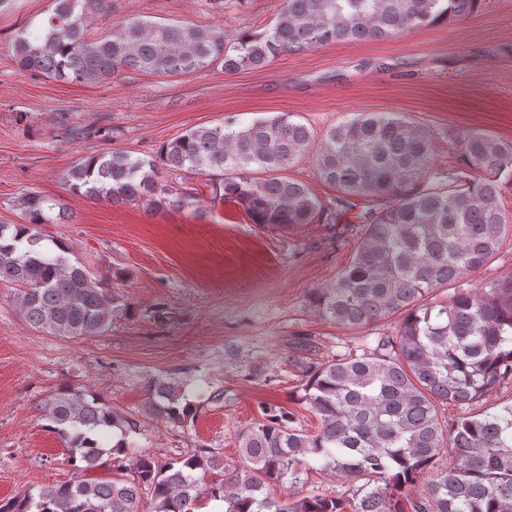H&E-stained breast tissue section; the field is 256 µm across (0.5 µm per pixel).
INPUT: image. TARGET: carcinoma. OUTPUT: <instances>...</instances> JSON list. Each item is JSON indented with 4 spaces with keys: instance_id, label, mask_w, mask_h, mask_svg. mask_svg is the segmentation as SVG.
<instances>
[{
    "instance_id": "carcinoma-1",
    "label": "carcinoma",
    "mask_w": 512,
    "mask_h": 512,
    "mask_svg": "<svg viewBox=\"0 0 512 512\" xmlns=\"http://www.w3.org/2000/svg\"><path fill=\"white\" fill-rule=\"evenodd\" d=\"M119 0H52L45 18L24 16L0 35L20 71L37 78L105 84L128 73L152 77L220 69L263 68L282 55L338 42L380 41L478 12L482 0H279L272 23L229 41L224 26L165 18L115 17ZM465 164L432 163L424 127L394 113L352 112L319 136L291 112L230 116L190 128L155 155L110 148L83 155L61 177L66 189L114 206H193L205 197L242 206L253 224L281 227L362 225L351 260L309 291L317 317L340 326H370L402 315L396 337L362 353L302 368L298 400L318 417L311 433L287 408L263 405L237 436L240 463L228 470L201 446L159 464L135 457L134 476L91 478L105 459L128 454L137 424L100 394L72 385L44 405L63 441L74 476L0 500V512H190L202 497L224 512H405L406 488L426 480L412 512H512V404L480 409L446 433L438 405L476 407L512 380V278L459 288L512 238V211L501 189L512 184V142L470 131ZM312 156L336 189L325 205L285 175ZM194 175L200 187L173 186L167 174ZM20 221L0 224V283L32 327L83 338L109 330L126 310L112 283L96 278L61 240L41 226L64 212L34 193L16 200ZM178 379L145 389V411L186 426L196 407ZM117 441L107 447L103 438ZM215 469L224 478L206 482ZM361 480L355 492L299 496L312 471ZM283 489L277 493V489Z\"/></svg>"
}]
</instances>
